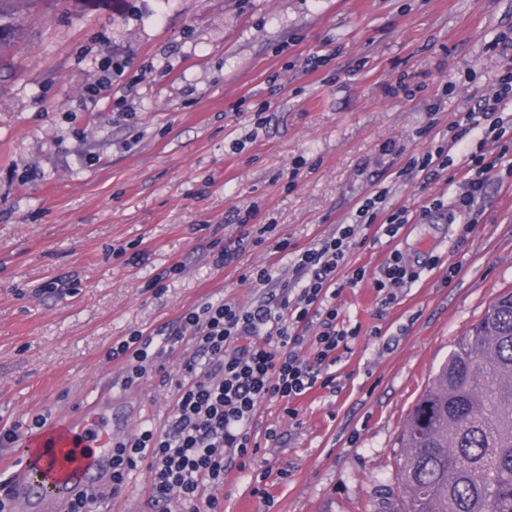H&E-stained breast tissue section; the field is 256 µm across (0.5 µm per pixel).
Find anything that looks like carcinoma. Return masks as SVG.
<instances>
[{
    "instance_id": "1",
    "label": "carcinoma",
    "mask_w": 512,
    "mask_h": 512,
    "mask_svg": "<svg viewBox=\"0 0 512 512\" xmlns=\"http://www.w3.org/2000/svg\"><path fill=\"white\" fill-rule=\"evenodd\" d=\"M36 0H0V57ZM404 512H512V290L457 338L400 436Z\"/></svg>"
}]
</instances>
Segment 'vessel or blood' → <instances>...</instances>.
Instances as JSON below:
<instances>
[{"label":"vessel or blood","instance_id":"1","mask_svg":"<svg viewBox=\"0 0 512 512\" xmlns=\"http://www.w3.org/2000/svg\"><path fill=\"white\" fill-rule=\"evenodd\" d=\"M111 393H99L83 409L25 438L16 500L27 512H51L75 493L100 486L112 471V424L103 415Z\"/></svg>","mask_w":512,"mask_h":512}]
</instances>
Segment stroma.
<instances>
[{
  "label": "stroma",
  "instance_id": "obj_1",
  "mask_svg": "<svg viewBox=\"0 0 512 512\" xmlns=\"http://www.w3.org/2000/svg\"><path fill=\"white\" fill-rule=\"evenodd\" d=\"M510 61L512 0H40L0 60V424L80 410L95 385L112 388L114 432L163 424L176 356L126 389L112 344L206 301L252 304L253 268L288 277L277 241L307 246L385 188L412 221L347 257L337 302L362 334L334 388L293 416L259 408L260 448L226 473L224 512H403L409 411L512 289V162L496 161L463 242L465 149L435 181L406 164ZM109 66L120 75L96 90ZM258 224L275 227L263 244L213 265L212 242ZM396 249L420 273L396 303L371 277L350 285ZM148 481L140 469L100 512H156Z\"/></svg>",
  "mask_w": 512,
  "mask_h": 512
}]
</instances>
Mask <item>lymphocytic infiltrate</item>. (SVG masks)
Instances as JSON below:
<instances>
[{
  "mask_svg": "<svg viewBox=\"0 0 512 512\" xmlns=\"http://www.w3.org/2000/svg\"><path fill=\"white\" fill-rule=\"evenodd\" d=\"M508 98L512 99V66L507 64L495 92L479 100L477 111L468 113L465 125L451 139L409 160L410 170L425 180L437 179L450 165L451 150L464 144L472 131H480L466 153L469 175L455 199L464 218L459 238L471 233L475 206L486 195L488 154L512 155V131L500 114V105ZM387 196L382 190L365 199L351 223L337 225L310 246L278 242L276 252L292 256L291 275L276 288L267 267L254 268L250 280L268 288L255 303L242 306L221 300L191 308L176 325L162 328L164 344L159 348L140 330L113 343L107 357L123 363L127 387L146 379L165 349L184 343L189 352L180 359L181 375L171 389L166 422L118 441L112 450L110 492H82L68 502L65 512H97L105 495L120 494L142 466L150 474L146 492L158 512H171L175 502L182 512H222L225 472L245 471L247 460L259 449L253 428L260 406L284 402L288 415H295L296 399L315 387L332 386L331 366L340 350L359 337L360 326L345 320L337 302L338 276L365 230L376 225L394 238L408 224V208L387 207ZM419 276L394 250L380 267L374 287L390 305L397 300V288Z\"/></svg>",
  "mask_w": 512,
  "mask_h": 512,
  "instance_id": "f902f5d3",
  "label": "lymphocytic infiltrate"
}]
</instances>
